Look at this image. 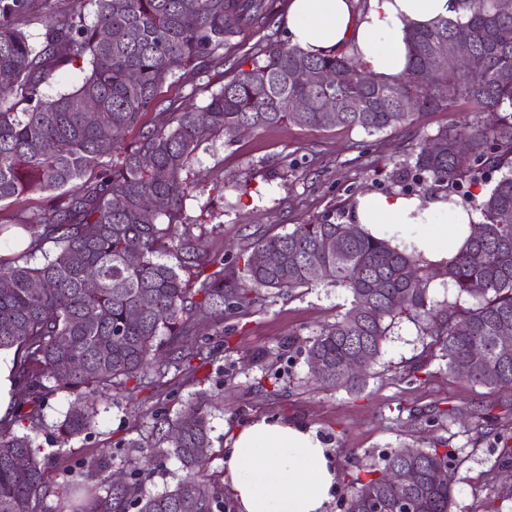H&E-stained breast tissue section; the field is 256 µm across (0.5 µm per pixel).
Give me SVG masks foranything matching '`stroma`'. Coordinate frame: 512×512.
<instances>
[{"mask_svg": "<svg viewBox=\"0 0 512 512\" xmlns=\"http://www.w3.org/2000/svg\"><path fill=\"white\" fill-rule=\"evenodd\" d=\"M471 106L458 102L448 112L419 114L406 127L367 135L359 128L313 129L290 123L238 136L232 145L215 140L202 145L188 175L203 190L187 201L194 227L209 250L229 252L257 238L287 233L295 225L338 216L359 194L396 193L393 174L413 147L441 129L473 119ZM250 183L239 195L234 180ZM345 302L343 289L328 285L292 292H270L261 307L215 324L202 315L201 334L213 350L194 378L171 370L162 387L115 384L99 410L90 437L79 438L60 453L51 475L64 484L79 460H112L113 470L137 473L145 494L172 488L182 474L172 456L145 458L127 447L130 439L155 438L151 411L160 405L177 413L199 392H218L223 400L210 417L212 448L207 471L224 480L223 452L236 430L269 417L313 428L330 449L340 476L326 512H341L348 491L347 462L368 465L399 446L423 447L435 439L458 449L453 512H512V499H491L490 489H512V469H499L487 444L472 445L470 426L485 418L512 422V391H491L451 376L444 362L432 359L419 380L402 379L405 365L421 360L427 340L418 324L396 320L383 353L359 393L315 384L303 351L288 345L293 334L313 335L333 323ZM443 412L440 428L420 425L416 417Z\"/></svg>", "mask_w": 512, "mask_h": 512, "instance_id": "obj_1", "label": "stroma"}]
</instances>
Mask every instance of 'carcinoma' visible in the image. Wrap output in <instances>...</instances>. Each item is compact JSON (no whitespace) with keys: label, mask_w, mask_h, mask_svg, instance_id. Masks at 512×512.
Listing matches in <instances>:
<instances>
[{"label":"carcinoma","mask_w":512,"mask_h":512,"mask_svg":"<svg viewBox=\"0 0 512 512\" xmlns=\"http://www.w3.org/2000/svg\"><path fill=\"white\" fill-rule=\"evenodd\" d=\"M92 19L81 12L45 20L44 0H0V208L29 194H45L50 205L35 218L0 224V233L23 230L28 246L0 255V352H13L12 381L22 400L0 418V512H37L50 495L49 458L31 432L56 392L69 397L56 425V444L93 433L98 407L116 380L142 383L156 366V386L173 368L195 375L207 359L195 345L198 311L216 322L265 301L272 291L332 284L346 290L349 307L336 322L288 345L321 364L320 383L347 392L367 385L364 374L347 375L346 358L377 362L395 320L421 324L438 349L448 374L474 386L512 390V350L497 336L512 328V13L496 0H457L455 20L408 32V72L393 81L363 71L356 55L341 47L310 56L266 34L253 47L252 67L224 70L215 85L204 80L206 62L224 58L249 23L266 26L276 0H87ZM43 23L35 45L22 24ZM450 43L469 48V63L453 57L440 65ZM81 62V84L55 96L42 85L52 72ZM329 73V83L302 84L295 70ZM206 102L196 111L162 109L163 122L142 118L162 105L172 78ZM336 111L324 109L328 99ZM467 100L480 118L450 132L438 131L410 155L395 175L401 193L423 199L475 204L480 232L450 262L437 266L414 244L393 247L356 222L325 218L297 224L285 234L263 236L247 250L222 256L191 232L198 224L186 200L197 188L187 170L198 148L210 141L235 142L241 129L283 123L319 129L357 127L372 136L408 124L421 112H444ZM303 100L304 110L289 108ZM137 131L125 141L126 134ZM465 145L473 163L457 162ZM490 186L475 202L472 186ZM162 202L156 212L144 201ZM273 257L267 265L252 255ZM136 258H131V254ZM442 277L457 301L436 302L430 284ZM150 298L152 307L142 306ZM219 394H203L175 417L154 411L158 438L149 455L175 456L185 474L169 490L145 495L137 479L113 485L107 459L91 463L104 473L83 494L57 499L51 512H219L224 485L204 473L202 448H210L209 416ZM492 438L497 466L512 467V426L474 427L477 443ZM456 450L436 440L384 454L357 478L347 496L349 512H369L376 498L409 497L412 512H452ZM415 469L420 480L406 492L391 484L393 471ZM434 471L443 474L433 483Z\"/></svg>","instance_id":"obj_1"}]
</instances>
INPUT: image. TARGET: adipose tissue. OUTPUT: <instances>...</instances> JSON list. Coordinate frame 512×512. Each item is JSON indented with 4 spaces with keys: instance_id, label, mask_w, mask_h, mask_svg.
Returning <instances> with one entry per match:
<instances>
[{
    "instance_id": "1",
    "label": "adipose tissue",
    "mask_w": 512,
    "mask_h": 512,
    "mask_svg": "<svg viewBox=\"0 0 512 512\" xmlns=\"http://www.w3.org/2000/svg\"><path fill=\"white\" fill-rule=\"evenodd\" d=\"M455 0H291L287 38L310 55L345 46L375 78L409 67L408 30L456 18ZM447 221L429 230L436 215ZM479 219L469 206L442 199L358 197L356 221L372 236L411 240L427 261L455 257ZM237 512H325L338 483L332 455L316 431L263 417L240 428L224 456Z\"/></svg>"
}]
</instances>
